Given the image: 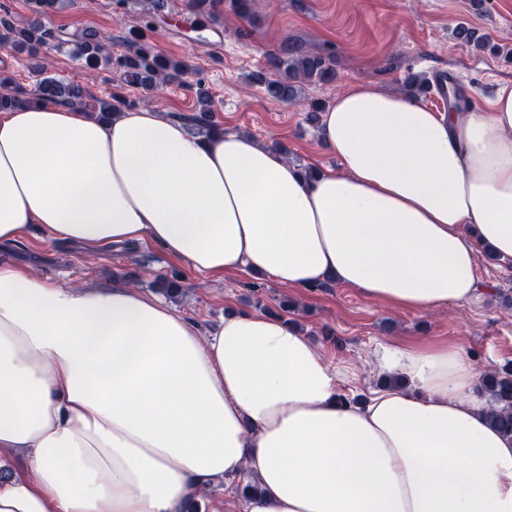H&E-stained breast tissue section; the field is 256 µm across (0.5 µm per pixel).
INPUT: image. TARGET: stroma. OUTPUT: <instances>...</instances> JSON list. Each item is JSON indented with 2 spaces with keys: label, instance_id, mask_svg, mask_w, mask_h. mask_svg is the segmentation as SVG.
I'll use <instances>...</instances> for the list:
<instances>
[{
  "label": "stroma",
  "instance_id": "stroma-1",
  "mask_svg": "<svg viewBox=\"0 0 512 512\" xmlns=\"http://www.w3.org/2000/svg\"><path fill=\"white\" fill-rule=\"evenodd\" d=\"M140 9L137 0L122 8L114 0H68L51 14L49 25L56 30L71 34L94 27L111 33L113 56L125 54L130 34L137 32L159 54L193 68L192 75L171 80L161 93H146L126 84L119 71L90 70L67 54L53 53L51 75L84 87L87 111L97 112L99 100L118 94L135 107L158 108L184 121L197 113V91L204 88L214 101L216 126L283 144L294 163L322 170L340 164L306 116L311 103L327 104L347 84L371 82L396 92L407 72L446 73L478 106L491 101L499 86L512 84V0H250L245 16L236 0H217V20L201 32L193 27L188 0H167L164 12L150 22ZM460 25L488 37L499 54L460 44L454 34ZM292 48L332 54L336 79L305 86L286 104L248 78L268 70L271 56ZM4 257L61 285L90 272L98 286L134 279L151 296L156 277L177 273L185 294L174 308L204 330L223 319L225 308L276 314L280 302L289 301L288 318L300 321L334 366H354L362 391L380 383L369 360L385 345L459 342L480 369L512 367V262L486 252L478 255L477 297L431 314L374 303L338 285L290 292L269 281L257 295L253 277L201 274L149 243L115 244L92 255L78 245L42 243L33 229Z\"/></svg>",
  "mask_w": 512,
  "mask_h": 512
}]
</instances>
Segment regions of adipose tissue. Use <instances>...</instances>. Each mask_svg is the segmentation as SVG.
<instances>
[{"instance_id":"ef3b65f1","label":"adipose tissue","mask_w":512,"mask_h":512,"mask_svg":"<svg viewBox=\"0 0 512 512\" xmlns=\"http://www.w3.org/2000/svg\"><path fill=\"white\" fill-rule=\"evenodd\" d=\"M319 134L340 167L309 178L155 109L1 112L0 247L32 224L92 251L145 241L201 273L418 312L476 298L483 246L512 259L511 84L439 113L354 83ZM375 364L398 383L357 399L286 318L230 310L203 330L131 284L0 259V512H189L219 479L224 512H512V438L469 351Z\"/></svg>"}]
</instances>
